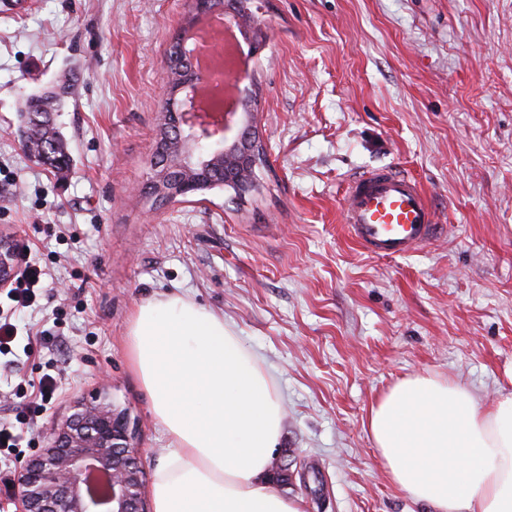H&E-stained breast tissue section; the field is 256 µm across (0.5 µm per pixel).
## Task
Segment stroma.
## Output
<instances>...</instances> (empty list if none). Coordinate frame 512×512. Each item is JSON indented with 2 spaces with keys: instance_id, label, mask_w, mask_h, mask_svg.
<instances>
[{
  "instance_id": "1",
  "label": "stroma",
  "mask_w": 512,
  "mask_h": 512,
  "mask_svg": "<svg viewBox=\"0 0 512 512\" xmlns=\"http://www.w3.org/2000/svg\"><path fill=\"white\" fill-rule=\"evenodd\" d=\"M267 44L242 83L266 160L259 189L153 204L166 58L188 0H0V233L45 274L0 354V418L58 381L20 447H0V512L46 428L106 391L152 471L169 446L132 371L147 299L223 314L285 404L282 493L304 512H428L387 479L364 425L402 379L439 375L489 401L512 391V0H254ZM66 85L70 155L30 156L25 99ZM418 180L445 231L406 258L358 247L348 183Z\"/></svg>"
}]
</instances>
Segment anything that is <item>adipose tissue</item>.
<instances>
[{"mask_svg": "<svg viewBox=\"0 0 512 512\" xmlns=\"http://www.w3.org/2000/svg\"><path fill=\"white\" fill-rule=\"evenodd\" d=\"M134 373L168 452L153 512H303L275 491L282 399L222 315L171 293L140 304L128 330ZM388 480L433 512H512V392L485 404L432 375L396 383L365 421Z\"/></svg>", "mask_w": 512, "mask_h": 512, "instance_id": "obj_1", "label": "adipose tissue"}]
</instances>
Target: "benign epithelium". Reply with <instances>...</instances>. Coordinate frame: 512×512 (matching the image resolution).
Masks as SVG:
<instances>
[{"instance_id": "obj_1", "label": "benign epithelium", "mask_w": 512, "mask_h": 512, "mask_svg": "<svg viewBox=\"0 0 512 512\" xmlns=\"http://www.w3.org/2000/svg\"><path fill=\"white\" fill-rule=\"evenodd\" d=\"M198 15H221L225 24L246 31L254 25L235 0H190ZM210 50L209 44L187 46L177 33L168 52L167 64H178L181 80L171 87L172 96L182 95L165 113L163 137L174 143L170 162L177 168L218 169L224 179L207 189L229 188L243 197L256 188L252 170L264 158L263 150L251 142L254 116L247 103L239 110L231 106L211 109L198 93L202 78L195 56ZM194 178L173 190L161 186L157 177L148 184V197L166 203L195 194ZM15 240L0 234V288L10 285L19 266ZM135 429L126 410L97 395L74 405V412L56 421L38 455L23 467L19 479L18 512H149L146 506V473L134 444Z\"/></svg>"}]
</instances>
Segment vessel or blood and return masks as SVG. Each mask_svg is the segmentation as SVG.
I'll use <instances>...</instances> for the list:
<instances>
[{
	"mask_svg": "<svg viewBox=\"0 0 512 512\" xmlns=\"http://www.w3.org/2000/svg\"><path fill=\"white\" fill-rule=\"evenodd\" d=\"M342 211L350 237L381 257L406 256L441 230L421 185L389 168L354 178L344 193Z\"/></svg>",
	"mask_w": 512,
	"mask_h": 512,
	"instance_id": "obj_1",
	"label": "vessel or blood"
}]
</instances>
